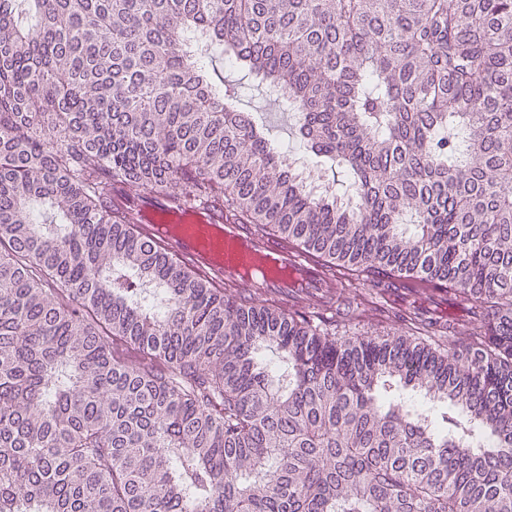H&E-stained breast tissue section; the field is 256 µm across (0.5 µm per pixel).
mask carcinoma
Instances as JSON below:
<instances>
[{"mask_svg": "<svg viewBox=\"0 0 512 512\" xmlns=\"http://www.w3.org/2000/svg\"><path fill=\"white\" fill-rule=\"evenodd\" d=\"M163 200L399 334L213 287L129 230ZM405 272L456 315L388 301ZM0 512H512V0H0ZM216 73L224 78V84H235L239 80L245 84V88L240 90V101L237 103L242 112H250L253 114L256 122L262 126L270 139L278 145L288 148L293 155L301 157L308 171L303 172L306 181L319 190L316 185V173L310 170L316 161L315 158L307 156L303 152V148L298 138L295 128L293 127V117L291 112L283 111L271 102L262 87H258L257 83L230 68L222 61L213 63Z\"/></svg>", "mask_w": 512, "mask_h": 512, "instance_id": "cac0c4a2", "label": "carcinoma"}]
</instances>
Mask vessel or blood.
I'll use <instances>...</instances> for the list:
<instances>
[{
    "label": "vessel or blood",
    "mask_w": 512,
    "mask_h": 512,
    "mask_svg": "<svg viewBox=\"0 0 512 512\" xmlns=\"http://www.w3.org/2000/svg\"><path fill=\"white\" fill-rule=\"evenodd\" d=\"M133 230L147 244H165L175 260L211 274L215 283L234 282L248 295H276L294 306L302 295L319 297L335 288L317 268L302 264L295 248L274 236L252 234L244 225L225 223L216 205L185 215L154 206ZM394 283L402 298L434 292L431 281L410 274L396 276Z\"/></svg>",
    "instance_id": "1"
}]
</instances>
